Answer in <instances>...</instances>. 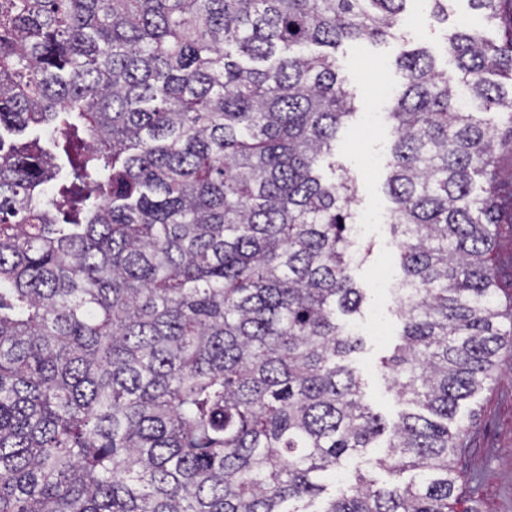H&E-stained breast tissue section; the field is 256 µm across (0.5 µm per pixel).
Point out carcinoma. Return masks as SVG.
Returning a JSON list of instances; mask_svg holds the SVG:
<instances>
[{"mask_svg": "<svg viewBox=\"0 0 512 512\" xmlns=\"http://www.w3.org/2000/svg\"><path fill=\"white\" fill-rule=\"evenodd\" d=\"M406 2L0 0V512H455L461 405L512 347V0H468L504 30L446 37L458 81L399 54L383 367L412 410L377 465L411 478L329 492L385 429L338 319L363 294L353 187L318 172L354 113L333 51L405 40Z\"/></svg>", "mask_w": 512, "mask_h": 512, "instance_id": "1", "label": "carcinoma"}]
</instances>
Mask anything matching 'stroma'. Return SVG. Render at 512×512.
Returning a JSON list of instances; mask_svg holds the SVG:
<instances>
[{
    "label": "stroma",
    "mask_w": 512,
    "mask_h": 512,
    "mask_svg": "<svg viewBox=\"0 0 512 512\" xmlns=\"http://www.w3.org/2000/svg\"><path fill=\"white\" fill-rule=\"evenodd\" d=\"M427 0H409L405 43L373 46L347 41L336 50L338 75L350 92L356 114L339 130L332 153L321 165L325 177H350L356 187L351 206L355 215L369 216L360 238L365 258L353 276L364 298L352 320L362 326V344L349 357L361 382L362 398L385 422H393L405 406L390 386L382 357L400 342L403 322L396 308L395 290L404 275L398 262L390 203L384 193L389 176L387 161L394 139L385 117L402 74L395 57L402 46L432 51L439 69H449L444 51L450 27L463 23L497 41L501 33L473 12L468 0H448V21L435 23ZM477 416L468 448V479L462 489L466 512H512V356L504 357L495 381L471 404Z\"/></svg>",
    "instance_id": "obj_1"
}]
</instances>
